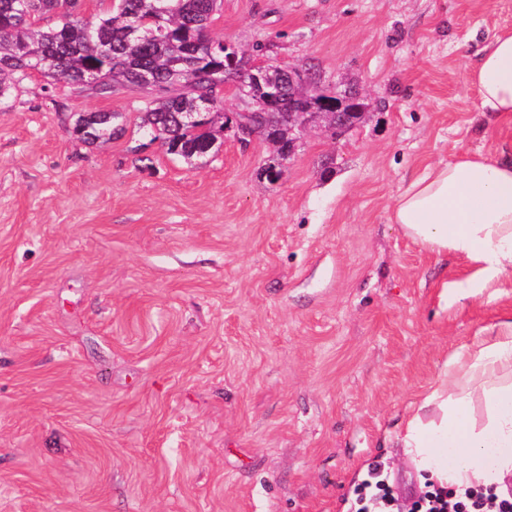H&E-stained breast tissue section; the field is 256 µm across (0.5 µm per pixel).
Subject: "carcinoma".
Listing matches in <instances>:
<instances>
[{
	"label": "carcinoma",
	"mask_w": 512,
	"mask_h": 512,
	"mask_svg": "<svg viewBox=\"0 0 512 512\" xmlns=\"http://www.w3.org/2000/svg\"><path fill=\"white\" fill-rule=\"evenodd\" d=\"M91 20L77 17L81 0H0V97L38 70L56 88L118 96L136 89L147 97L139 128L166 152L193 165L223 144L224 82L245 56L210 35L221 0H98ZM55 16L47 29L40 20ZM255 95L279 94L288 111V77L262 68ZM123 112L89 111L73 131L93 144L123 134Z\"/></svg>",
	"instance_id": "cac0c4a2"
}]
</instances>
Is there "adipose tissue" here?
Segmentation results:
<instances>
[{
    "label": "adipose tissue",
    "mask_w": 512,
    "mask_h": 512,
    "mask_svg": "<svg viewBox=\"0 0 512 512\" xmlns=\"http://www.w3.org/2000/svg\"><path fill=\"white\" fill-rule=\"evenodd\" d=\"M477 109L512 130V30L476 52L467 73ZM392 223L440 257L470 270L466 288L512 275V157L464 154L427 165L399 195ZM486 415L476 419L475 400ZM404 448L422 482L451 489L493 486L512 472V318L473 352L454 353L404 418Z\"/></svg>",
    "instance_id": "adipose-tissue-1"
}]
</instances>
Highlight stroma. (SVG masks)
Returning a JSON list of instances; mask_svg holds the SVG:
<instances>
[{
	"label": "stroma",
	"mask_w": 512,
	"mask_h": 512,
	"mask_svg": "<svg viewBox=\"0 0 512 512\" xmlns=\"http://www.w3.org/2000/svg\"><path fill=\"white\" fill-rule=\"evenodd\" d=\"M504 28L512 0H223L213 35L369 95L275 184L259 138L191 167L132 122L74 134L137 91L34 72L1 99L0 512H350L377 464L395 512L418 499L403 418L512 316V276L441 298L467 267L390 209L512 145L466 81ZM127 116L123 112L89 111L79 114L73 131L84 142L93 144L123 134Z\"/></svg>",
	"instance_id": "obj_1"
}]
</instances>
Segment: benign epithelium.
Wrapping results in <instances>:
<instances>
[{
	"label": "benign epithelium",
	"mask_w": 512,
	"mask_h": 512,
	"mask_svg": "<svg viewBox=\"0 0 512 512\" xmlns=\"http://www.w3.org/2000/svg\"><path fill=\"white\" fill-rule=\"evenodd\" d=\"M246 57L251 59L247 74L251 75V82L254 83L258 80V75L252 73V70L268 66L269 60L253 59L249 53ZM278 68L288 74V137L283 138L274 129H268L266 143L270 146L271 153L258 169L259 177L274 182L282 177L280 169L297 153L309 136L320 133L334 138L357 124L363 116L362 110L366 108L367 100L361 89L352 87L336 96L334 101L319 102V111L304 112L302 107L308 99L307 90L320 81V75L307 68L286 64H280ZM227 83L232 85L236 99L244 106L243 111L230 113L232 123L229 124V130L234 132L240 144L246 146L258 136V131L250 120L257 103L245 78L229 79Z\"/></svg>",
	"instance_id": "1"
}]
</instances>
